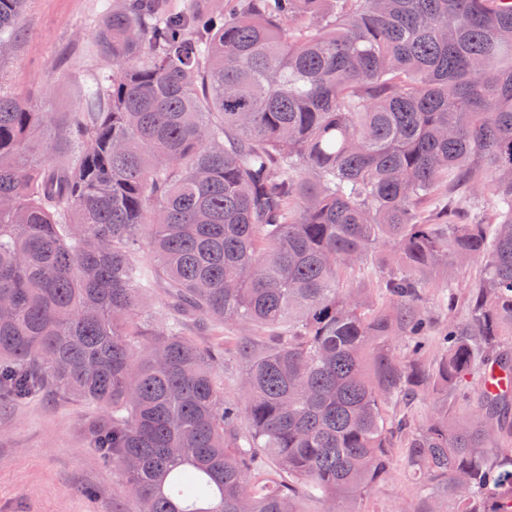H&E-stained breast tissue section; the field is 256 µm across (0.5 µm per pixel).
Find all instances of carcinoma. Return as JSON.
I'll use <instances>...</instances> for the list:
<instances>
[{
    "label": "carcinoma",
    "mask_w": 512,
    "mask_h": 512,
    "mask_svg": "<svg viewBox=\"0 0 512 512\" xmlns=\"http://www.w3.org/2000/svg\"><path fill=\"white\" fill-rule=\"evenodd\" d=\"M97 46L113 73L68 112L0 86V405L94 408L150 512H343L399 433L401 512H512V0H114ZM378 250L382 305L341 284ZM430 286L466 308L432 365ZM419 393L409 431L385 404ZM186 335L193 341L202 345H210L219 342L224 336H247L248 328L240 325L237 327L224 326V336H210L208 333L200 332L192 321L187 322ZM216 373L219 383L224 387V396L228 399H236L240 393L237 384V366L226 357L224 360L217 361ZM435 403L431 395L423 393L406 403H395L389 400L387 410L389 413L404 411L410 417L412 427H417L434 410Z\"/></svg>",
    "instance_id": "cac0c4a2"
}]
</instances>
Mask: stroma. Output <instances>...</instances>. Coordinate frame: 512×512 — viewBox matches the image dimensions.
Masks as SVG:
<instances>
[{
  "mask_svg": "<svg viewBox=\"0 0 512 512\" xmlns=\"http://www.w3.org/2000/svg\"><path fill=\"white\" fill-rule=\"evenodd\" d=\"M102 0H29L24 40L0 61V87L19 97L54 90L68 111L92 71L111 72L96 46ZM84 404L48 395L0 409V512H138L121 472L86 448ZM415 476L395 464L350 512H397L417 503Z\"/></svg>",
  "mask_w": 512,
  "mask_h": 512,
  "instance_id": "stroma-1",
  "label": "stroma"
}]
</instances>
